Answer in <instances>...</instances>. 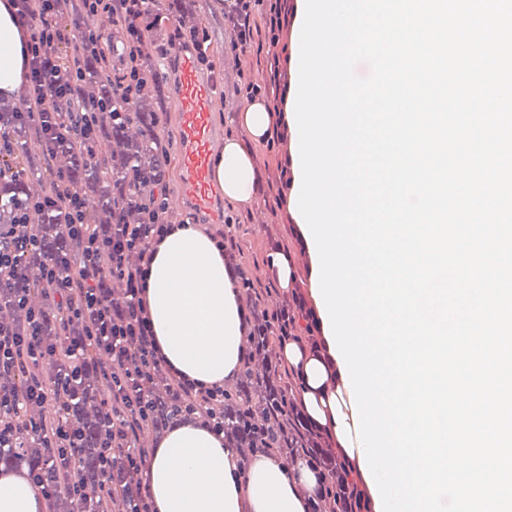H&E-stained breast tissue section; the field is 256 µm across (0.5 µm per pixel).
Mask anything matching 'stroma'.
Returning a JSON list of instances; mask_svg holds the SVG:
<instances>
[{"instance_id": "1", "label": "stroma", "mask_w": 512, "mask_h": 512, "mask_svg": "<svg viewBox=\"0 0 512 512\" xmlns=\"http://www.w3.org/2000/svg\"><path fill=\"white\" fill-rule=\"evenodd\" d=\"M168 6V20L150 32L152 45L149 49L156 71L169 95L168 113L161 132L165 139L174 143L180 136L179 100L174 83L176 62L172 54L162 52L161 47L178 27L193 26L206 30L207 55L213 63L214 76L221 79L218 92L222 107L214 115L215 123L224 136L243 140L252 154L259 177L257 191L250 201L225 202L224 212L233 216L234 222L221 231L234 240L236 264L263 287L262 304L275 306L284 300L285 291L268 267L271 242H278L282 251L294 257L297 281L308 282L310 271L305 240L288 207L289 187L281 176L285 161L290 156L291 142L275 136L264 141L249 139L239 123L248 100L235 96L234 88L241 73L250 72L256 81L267 84V104L280 105L283 92L270 86L268 68L274 60H283L296 54L297 46L291 40V29L283 27L275 42L265 32H258L246 52H235L230 48L231 32L224 25V0H196L194 13L183 17L177 14V0H169Z\"/></svg>"}]
</instances>
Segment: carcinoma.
I'll return each mask as SVG.
<instances>
[{
	"label": "carcinoma",
	"instance_id": "carcinoma-1",
	"mask_svg": "<svg viewBox=\"0 0 512 512\" xmlns=\"http://www.w3.org/2000/svg\"><path fill=\"white\" fill-rule=\"evenodd\" d=\"M67 61L76 62L83 74L78 95L107 101L106 109L97 114L99 136L107 152L90 160L67 142L56 154L42 157L30 148V142L37 139L35 131L27 125L12 126L10 134L16 154L13 173L0 176V224L11 223L17 204L30 201L29 176L46 181L44 159L55 162L56 169L68 174L72 190L93 198L87 212L89 223L137 224L141 212L136 196L144 194V188L132 181L133 171L165 169L158 129L167 105L158 75L151 63H145L138 96L129 103L115 95L112 84L101 78L100 58L83 54ZM123 112L129 113V117L116 119ZM32 219L41 225L42 247L27 257L26 267L39 268L61 251L69 252L74 261L79 258L77 244L63 230V215L41 210L33 213ZM284 311L289 317L286 337L281 335L277 321ZM255 315L266 334L249 336L240 375L233 388L224 390V437L234 448H246L253 453L267 449L270 455L290 465L299 461L318 474L320 483L310 495L313 512H364L367 503L355 467L340 453L336 454V462H330L327 450L333 442L328 433L304 414L298 372L272 360L270 355L271 347L284 338L299 344L314 343L315 323L303 317L301 303L287 300L273 308H257ZM73 389L76 398L66 408V419L82 437L76 474L86 493L90 488H99L103 479L99 465L103 407L93 414L87 411V404L96 399L90 370H83ZM42 462L43 455L31 450L25 453L11 448L0 452V464L6 466Z\"/></svg>",
	"mask_w": 512,
	"mask_h": 512
}]
</instances>
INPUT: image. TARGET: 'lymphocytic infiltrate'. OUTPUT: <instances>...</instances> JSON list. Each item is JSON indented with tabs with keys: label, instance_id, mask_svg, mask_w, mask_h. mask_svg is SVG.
<instances>
[{
	"label": "lymphocytic infiltrate",
	"instance_id": "f902f5d3",
	"mask_svg": "<svg viewBox=\"0 0 512 512\" xmlns=\"http://www.w3.org/2000/svg\"><path fill=\"white\" fill-rule=\"evenodd\" d=\"M104 0H80V13L71 25L56 23L61 0H13L16 15L29 32L30 60L27 88L32 106L24 115L41 131L46 146H54L60 132H68L85 155L93 156L101 144L96 135V114L103 101L77 99L81 79L77 67L63 59L64 49L75 53H101L100 37L90 25ZM269 3L266 24L281 28L286 7L281 0H230L224 19L232 30V50H246L253 37L252 23L262 3ZM147 0H114L116 15L127 33L122 52L124 72L113 78L117 93L132 98L142 72L140 45L151 24ZM136 181L146 192L139 201L144 220L139 224H115L100 232L89 224L84 197L67 186L65 173L53 177L49 193L35 204L17 207L9 232H0V296L11 306L26 307L31 286L21 259L40 245L31 209H52L66 217L69 237L83 246L79 265L67 255L53 258L45 267L40 290L52 299L58 312L57 344L43 339L45 314L30 311L25 327L16 328L0 318V376L18 375V385L0 383V448H15L23 436L40 434L49 459L29 469V478L45 501H53L61 489L77 491L67 470L69 460L80 453L81 437L62 417L71 396L75 374L88 360L102 361L111 381L105 400L101 435L102 471L105 476L99 497L88 501L82 512H105L114 495L112 471L123 466L137 468L148 456L147 449L135 447L129 433L135 425L151 423L156 409L148 397L155 376L166 373L165 361L155 345L150 317L142 299L146 284L150 247L174 222L166 205L160 174L138 173ZM138 252L139 261L130 265L126 255ZM109 276L124 282L127 301L113 305L96 283ZM172 412L196 416L215 432L224 430V390L172 377Z\"/></svg>",
	"mask_w": 512,
	"mask_h": 512
}]
</instances>
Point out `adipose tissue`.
<instances>
[{"label":"adipose tissue","instance_id":"1","mask_svg":"<svg viewBox=\"0 0 512 512\" xmlns=\"http://www.w3.org/2000/svg\"><path fill=\"white\" fill-rule=\"evenodd\" d=\"M28 33L0 0V98L26 80ZM212 180L232 202L249 201L257 186L254 162L227 138L212 164ZM144 299L166 365L176 376L207 387L232 383L245 354V309L223 251L200 227L176 224L154 244ZM305 385L303 408L327 428L351 461L359 459L349 391L330 351L293 343L281 348ZM154 512H308L318 482L304 465L262 454L241 466L237 449L201 422L173 424L143 465ZM26 469L0 470V512H44Z\"/></svg>","mask_w":512,"mask_h":512}]
</instances>
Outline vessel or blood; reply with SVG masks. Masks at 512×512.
Instances as JSON below:
<instances>
[{"label": "vessel or blood", "mask_w": 512, "mask_h": 512, "mask_svg": "<svg viewBox=\"0 0 512 512\" xmlns=\"http://www.w3.org/2000/svg\"><path fill=\"white\" fill-rule=\"evenodd\" d=\"M178 60L177 85L181 102L179 152L181 181L175 206L190 207L209 222L224 219V206L211 179L212 158L220 141L213 116L220 108L212 80L202 76L194 54L184 48L175 49Z\"/></svg>", "instance_id": "b4317fda"}]
</instances>
